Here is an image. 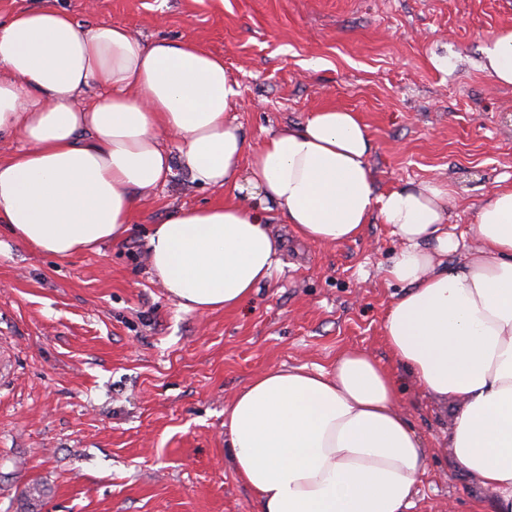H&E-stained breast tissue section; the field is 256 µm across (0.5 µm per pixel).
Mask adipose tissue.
<instances>
[{
	"instance_id": "ef3b65f1",
	"label": "adipose tissue",
	"mask_w": 512,
	"mask_h": 512,
	"mask_svg": "<svg viewBox=\"0 0 512 512\" xmlns=\"http://www.w3.org/2000/svg\"><path fill=\"white\" fill-rule=\"evenodd\" d=\"M480 68L512 85V27L484 44ZM239 96L223 56L192 40L83 24L55 0L0 18V138L25 142L0 159V224L66 258L120 239L174 166L200 186L231 187V199L181 210L148 235L163 288L205 314L237 308L279 266L267 212L327 245L379 219L400 243L381 269L403 288L382 325L391 364L350 350L328 369L253 376L224 422L234 472L260 512H413L430 450L399 410V365L449 411L446 445L491 512H512V184L478 206L472 249L448 229L447 183L377 190L356 113L314 112L251 151L228 118ZM455 255L462 263L449 267Z\"/></svg>"
}]
</instances>
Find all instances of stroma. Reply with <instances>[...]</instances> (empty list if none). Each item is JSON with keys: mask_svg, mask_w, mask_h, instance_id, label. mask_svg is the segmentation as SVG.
I'll return each instance as SVG.
<instances>
[{"mask_svg": "<svg viewBox=\"0 0 512 512\" xmlns=\"http://www.w3.org/2000/svg\"><path fill=\"white\" fill-rule=\"evenodd\" d=\"M58 4L81 22L222 55L250 149L320 109L357 113L378 191L449 183L458 230L512 176V87L478 68L484 42L512 26V0ZM230 195L175 169L124 238L67 258L0 224V512H258L224 455L233 397L262 371L327 368L351 348L388 360L382 323L401 288L378 269L398 244L377 221L324 245L270 212L282 265L241 307L197 315L168 296L147 260L151 227ZM399 380L400 410L431 450L416 512H474L485 496L442 449L445 417L410 376ZM34 484L42 497L25 501Z\"/></svg>", "mask_w": 512, "mask_h": 512, "instance_id": "obj_1", "label": "stroma"}]
</instances>
